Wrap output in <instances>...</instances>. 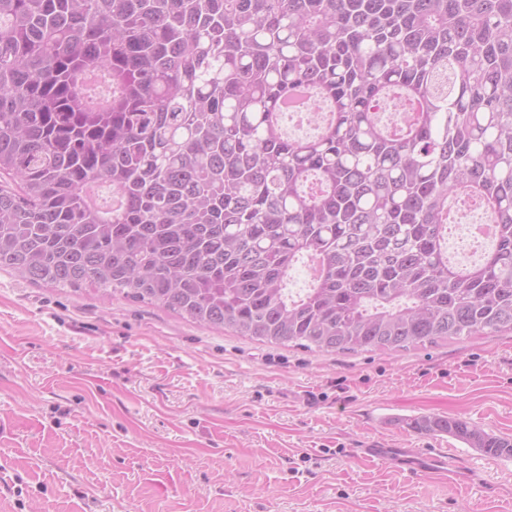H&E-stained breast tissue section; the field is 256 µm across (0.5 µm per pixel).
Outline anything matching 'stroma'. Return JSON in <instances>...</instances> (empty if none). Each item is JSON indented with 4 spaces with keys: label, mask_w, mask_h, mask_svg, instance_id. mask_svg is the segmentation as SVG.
<instances>
[{
    "label": "stroma",
    "mask_w": 512,
    "mask_h": 512,
    "mask_svg": "<svg viewBox=\"0 0 512 512\" xmlns=\"http://www.w3.org/2000/svg\"><path fill=\"white\" fill-rule=\"evenodd\" d=\"M422 415L512 438V333L312 353L0 271V512H512V459ZM407 425L424 434H448L485 455L512 458V439L489 434L467 421L442 415H425L409 419ZM356 454L382 461L408 473L434 472L444 468L442 457L417 450L403 451L400 448H360Z\"/></svg>",
    "instance_id": "obj_1"
}]
</instances>
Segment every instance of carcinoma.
<instances>
[{
  "mask_svg": "<svg viewBox=\"0 0 512 512\" xmlns=\"http://www.w3.org/2000/svg\"><path fill=\"white\" fill-rule=\"evenodd\" d=\"M0 269L311 352L512 332V0H0Z\"/></svg>",
  "mask_w": 512,
  "mask_h": 512,
  "instance_id": "carcinoma-1",
  "label": "carcinoma"
}]
</instances>
